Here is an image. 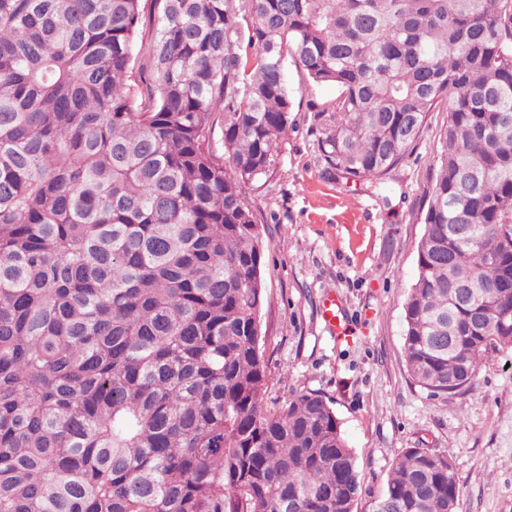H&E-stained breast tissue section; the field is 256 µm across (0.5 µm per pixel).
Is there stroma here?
Instances as JSON below:
<instances>
[{
  "label": "stroma",
  "mask_w": 512,
  "mask_h": 512,
  "mask_svg": "<svg viewBox=\"0 0 512 512\" xmlns=\"http://www.w3.org/2000/svg\"><path fill=\"white\" fill-rule=\"evenodd\" d=\"M287 76L294 126L276 178L252 195L266 254L269 407L296 392L329 400L354 452L357 512H372L407 448L451 453L459 512H512V346L490 353L472 388L448 399L416 385L404 357V304L447 113H430L386 184L348 183L328 174L315 135L335 88L308 83L292 66ZM330 294L341 341L321 318Z\"/></svg>",
  "instance_id": "35a3bbf8"
}]
</instances>
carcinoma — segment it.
<instances>
[{
    "instance_id": "carcinoma-1",
    "label": "carcinoma",
    "mask_w": 512,
    "mask_h": 512,
    "mask_svg": "<svg viewBox=\"0 0 512 512\" xmlns=\"http://www.w3.org/2000/svg\"><path fill=\"white\" fill-rule=\"evenodd\" d=\"M141 2L0 0V512H354L326 398L266 406L249 193L286 64L336 88L316 135L346 180L383 183L448 112L403 348L430 395L466 392L512 346V0H157L137 81ZM459 494L450 453L407 448L375 507Z\"/></svg>"
}]
</instances>
